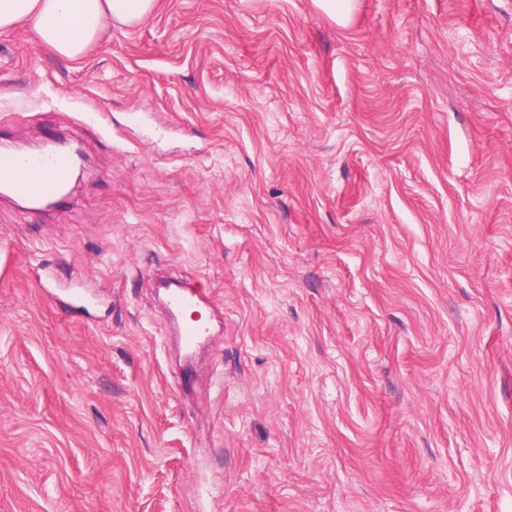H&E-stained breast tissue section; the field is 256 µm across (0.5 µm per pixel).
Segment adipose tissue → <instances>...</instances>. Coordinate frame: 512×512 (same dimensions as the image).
I'll use <instances>...</instances> for the list:
<instances>
[{"instance_id":"1","label":"adipose tissue","mask_w":512,"mask_h":512,"mask_svg":"<svg viewBox=\"0 0 512 512\" xmlns=\"http://www.w3.org/2000/svg\"><path fill=\"white\" fill-rule=\"evenodd\" d=\"M154 5L155 0H0V33L30 27L53 52L77 60L106 22L137 24Z\"/></svg>"}]
</instances>
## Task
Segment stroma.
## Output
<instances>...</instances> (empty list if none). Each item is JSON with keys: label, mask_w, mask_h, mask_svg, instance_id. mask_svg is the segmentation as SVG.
<instances>
[{"label": "stroma", "mask_w": 512, "mask_h": 512, "mask_svg": "<svg viewBox=\"0 0 512 512\" xmlns=\"http://www.w3.org/2000/svg\"><path fill=\"white\" fill-rule=\"evenodd\" d=\"M61 134L68 203L0 201V512H512V0L1 34L0 139ZM162 277L223 323L186 395Z\"/></svg>", "instance_id": "1"}]
</instances>
